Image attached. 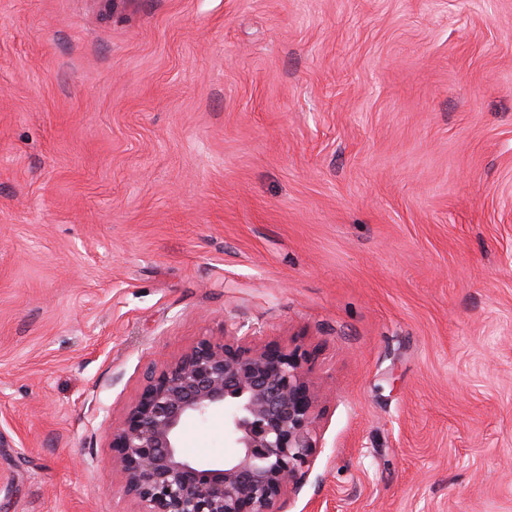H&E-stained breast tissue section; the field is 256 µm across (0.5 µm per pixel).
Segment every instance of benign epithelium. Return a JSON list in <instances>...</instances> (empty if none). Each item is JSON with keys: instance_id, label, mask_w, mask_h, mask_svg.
<instances>
[{"instance_id": "1", "label": "benign epithelium", "mask_w": 512, "mask_h": 512, "mask_svg": "<svg viewBox=\"0 0 512 512\" xmlns=\"http://www.w3.org/2000/svg\"><path fill=\"white\" fill-rule=\"evenodd\" d=\"M319 393L294 351L201 341L149 371L141 398L111 422L125 495L135 512H285L316 448ZM216 412L238 454L204 467L182 454L179 434Z\"/></svg>"}]
</instances>
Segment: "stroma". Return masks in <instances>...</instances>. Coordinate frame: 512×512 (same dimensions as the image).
I'll return each mask as SVG.
<instances>
[{"label":"stroma","mask_w":512,"mask_h":512,"mask_svg":"<svg viewBox=\"0 0 512 512\" xmlns=\"http://www.w3.org/2000/svg\"><path fill=\"white\" fill-rule=\"evenodd\" d=\"M226 334L321 389L288 512H512V0H0V512H132Z\"/></svg>","instance_id":"35a3bbf8"}]
</instances>
